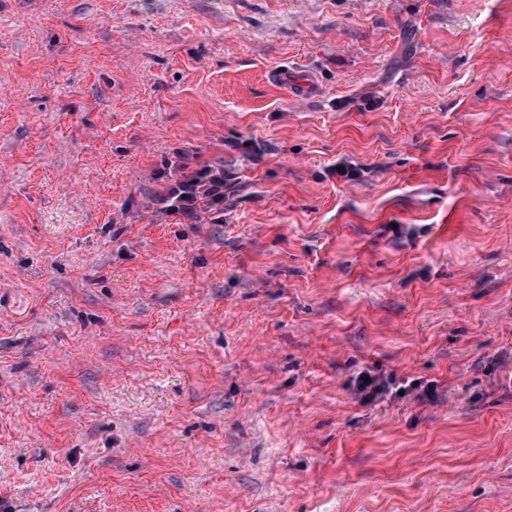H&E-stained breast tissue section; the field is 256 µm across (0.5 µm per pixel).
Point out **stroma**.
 <instances>
[{"label":"stroma","instance_id":"obj_1","mask_svg":"<svg viewBox=\"0 0 512 512\" xmlns=\"http://www.w3.org/2000/svg\"><path fill=\"white\" fill-rule=\"evenodd\" d=\"M0 512H512V0H0ZM174 182L165 189L169 212L192 216L201 205L213 206L224 201V170L210 164L182 172ZM365 378L369 383H365ZM350 385L354 399L362 406L376 405L377 403L402 400L413 395L418 400H434L437 397V383L427 382L423 384L415 379L397 377L394 373L376 369H366L358 372L351 378ZM403 392V395L399 394Z\"/></svg>","mask_w":512,"mask_h":512}]
</instances>
